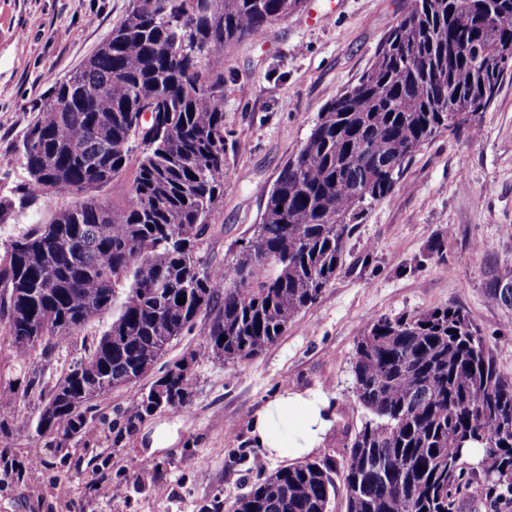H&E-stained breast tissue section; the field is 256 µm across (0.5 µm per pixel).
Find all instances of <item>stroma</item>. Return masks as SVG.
Instances as JSON below:
<instances>
[{"mask_svg":"<svg viewBox=\"0 0 512 512\" xmlns=\"http://www.w3.org/2000/svg\"><path fill=\"white\" fill-rule=\"evenodd\" d=\"M131 0H0V196L24 177L18 146L55 81L68 78L126 17ZM412 0H305L268 34L226 46L224 203L200 245L210 266L232 262L251 237L269 190L306 140L325 104L365 71ZM333 11L328 24L313 18ZM479 138L439 134L408 164L404 185L375 204L346 247L344 266L315 305L278 341L243 364L194 367L185 410L127 428L132 390H113L90 437L67 452L41 450L42 477H28L41 396L92 348L104 314L78 336L34 353L33 385L16 364L0 315V388L28 387L0 410V512H229L255 481L252 416L284 394H318L333 416L312 455L342 461L343 430L360 427L351 360L359 328L453 303L481 328L499 371L512 377V308L489 302L490 266L512 261V80L481 119ZM447 235L438 258L430 242ZM460 512H512L489 491L476 462ZM123 487L111 498V484Z\"/></svg>","mask_w":512,"mask_h":512,"instance_id":"1","label":"stroma"}]
</instances>
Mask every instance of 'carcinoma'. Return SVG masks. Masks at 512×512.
Here are the masks:
<instances>
[{
    "label": "carcinoma",
    "instance_id": "carcinoma-1",
    "mask_svg": "<svg viewBox=\"0 0 512 512\" xmlns=\"http://www.w3.org/2000/svg\"><path fill=\"white\" fill-rule=\"evenodd\" d=\"M303 0H137L110 37L56 82L22 140L20 197H0V224L54 195L64 205L13 237L0 256V304L25 364L46 338L66 341L113 312L97 344L45 396L38 441H82L98 403L132 388L171 342L204 320V361H250L312 307L343 265L373 205L400 185L440 132H482V114L512 77V0H412L359 79L330 100L266 193L234 262L208 268L197 248L224 199V45L268 33ZM197 37L204 50L185 48ZM467 37L453 58L448 40ZM157 104L160 145L136 159L129 197L89 194L130 164L140 109ZM512 264L489 270L486 296L512 307ZM126 288L115 305L116 288ZM185 303H178V299ZM227 340H221V337ZM167 367L135 392L134 425L188 407L195 382ZM354 401L369 416L341 466L308 458L259 478L231 512H459L462 459L482 452L485 479L512 490V378L496 369L480 327L444 304L364 323L352 359Z\"/></svg>",
    "mask_w": 512,
    "mask_h": 512
}]
</instances>
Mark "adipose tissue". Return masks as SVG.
I'll list each match as a JSON object with an SVG mask.
<instances>
[{
	"instance_id": "adipose-tissue-1",
	"label": "adipose tissue",
	"mask_w": 512,
	"mask_h": 512,
	"mask_svg": "<svg viewBox=\"0 0 512 512\" xmlns=\"http://www.w3.org/2000/svg\"><path fill=\"white\" fill-rule=\"evenodd\" d=\"M329 417L328 405L321 397L287 394L256 413L251 434L268 455L299 457L317 447Z\"/></svg>"
}]
</instances>
